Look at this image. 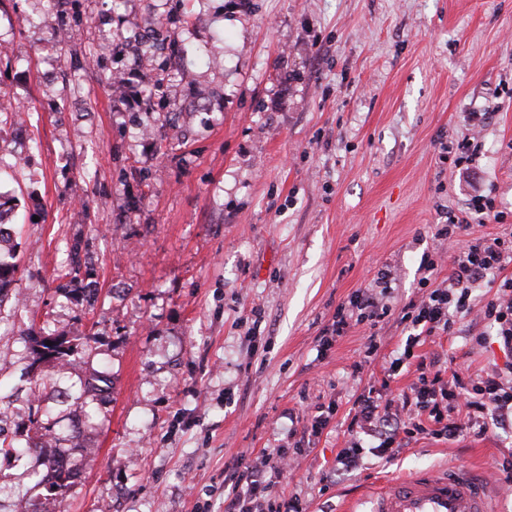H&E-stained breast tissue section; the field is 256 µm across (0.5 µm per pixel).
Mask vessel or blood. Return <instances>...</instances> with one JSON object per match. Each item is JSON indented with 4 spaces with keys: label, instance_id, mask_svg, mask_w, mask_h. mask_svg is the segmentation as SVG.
I'll return each instance as SVG.
<instances>
[{
    "label": "vessel or blood",
    "instance_id": "1",
    "mask_svg": "<svg viewBox=\"0 0 512 512\" xmlns=\"http://www.w3.org/2000/svg\"><path fill=\"white\" fill-rule=\"evenodd\" d=\"M367 501L368 512H491L481 476L458 468L387 479Z\"/></svg>",
    "mask_w": 512,
    "mask_h": 512
}]
</instances>
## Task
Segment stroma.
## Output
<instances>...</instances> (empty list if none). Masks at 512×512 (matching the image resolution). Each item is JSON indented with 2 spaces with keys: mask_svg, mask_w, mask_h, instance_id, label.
<instances>
[{
  "mask_svg": "<svg viewBox=\"0 0 512 512\" xmlns=\"http://www.w3.org/2000/svg\"><path fill=\"white\" fill-rule=\"evenodd\" d=\"M0 98V157L17 161L0 202L24 298L0 305V397L28 384L29 325L97 335L87 363L38 366L44 405L83 427V447L58 436L77 483L39 496L27 472L44 460L0 456L14 512L32 499L40 512H224L225 466L283 446L299 454L273 493L307 512H365L382 477L447 467L482 474L496 512H512L499 430L421 436L333 470L346 414L401 354L397 315L469 185L508 218L468 239L512 232V0H67L63 14L0 0ZM475 112L490 115L478 129ZM468 138L463 184L447 148ZM77 234L91 306L55 281ZM384 272L391 312L375 333L351 327L318 353L337 306ZM457 327L420 354L471 376L505 366L489 325ZM88 364L113 381L93 424L73 406L93 400ZM332 401L312 435L308 408Z\"/></svg>",
  "mask_w": 512,
  "mask_h": 512,
  "instance_id": "1",
  "label": "stroma"
}]
</instances>
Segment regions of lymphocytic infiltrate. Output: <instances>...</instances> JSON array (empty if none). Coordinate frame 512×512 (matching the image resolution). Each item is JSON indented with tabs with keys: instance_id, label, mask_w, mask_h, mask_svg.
Instances as JSON below:
<instances>
[{
	"instance_id": "f902f5d3",
	"label": "lymphocytic infiltrate",
	"mask_w": 512,
	"mask_h": 512,
	"mask_svg": "<svg viewBox=\"0 0 512 512\" xmlns=\"http://www.w3.org/2000/svg\"><path fill=\"white\" fill-rule=\"evenodd\" d=\"M474 217L491 218L499 224L506 220L490 195L475 194L467 216L449 214L436 238H462ZM511 262L512 235L465 241L442 281L434 277L437 260L427 259V274L420 280L421 296L405 304L398 316L399 323L410 329L403 353L387 368L392 377L414 367L416 379L398 403L370 393L355 398L347 414L350 439L347 448L336 456L337 472L358 469L368 452L382 459L393 458L420 435L449 441L467 428L482 429L491 423L502 429L512 424V372L495 370L472 378L455 371L446 378L427 364L425 357L415 354L416 347L428 337L454 335L458 320L473 313L488 321L503 348L512 351V277L503 273ZM480 285L492 295L477 309L471 295ZM387 313V306L370 290L354 292L346 303L337 306L330 328L318 337L320 351L330 349L352 323L375 330ZM282 472V467L269 465L264 457L225 469L224 512H304L299 497H271L270 490Z\"/></svg>"
}]
</instances>
